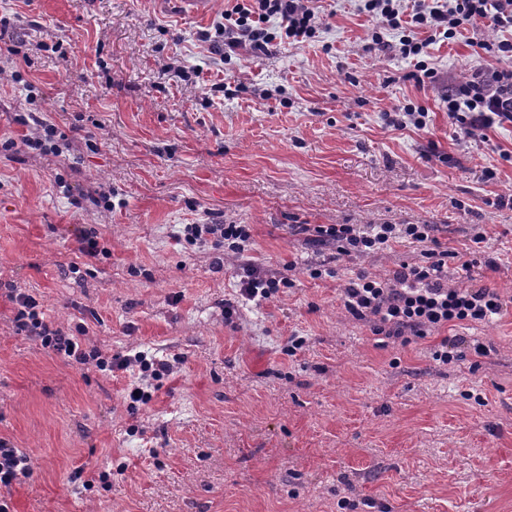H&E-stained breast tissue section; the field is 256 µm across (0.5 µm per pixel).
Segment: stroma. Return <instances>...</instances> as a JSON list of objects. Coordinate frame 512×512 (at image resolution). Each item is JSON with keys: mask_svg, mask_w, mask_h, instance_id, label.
I'll return each instance as SVG.
<instances>
[{"mask_svg": "<svg viewBox=\"0 0 512 512\" xmlns=\"http://www.w3.org/2000/svg\"><path fill=\"white\" fill-rule=\"evenodd\" d=\"M212 2L195 17L180 0H0V143L16 142L0 152V439L31 459L13 512H512V124L457 136L439 83L414 80L397 32L373 45L360 0H319L315 41L257 60L208 40ZM496 36L512 31L465 26L426 62L439 82L501 67L481 47ZM408 103L425 129L389 126ZM30 112L55 125V152L25 146ZM187 224L250 239L236 254ZM314 224L432 225L449 286L508 304L383 344L341 290L420 261L422 244L346 256ZM478 233L497 266L461 270ZM254 271L291 285L246 300ZM15 289L87 348L144 349L170 375L129 409L140 368L17 332ZM292 336L307 340L293 358ZM446 336L468 344L444 363ZM80 468L110 477L77 495ZM184 231L187 236L195 239L203 236L212 235L216 237V241H224V248L233 252L240 253L243 248L240 241L245 242L250 238L247 225L244 224H189L186 225Z\"/></svg>", "mask_w": 512, "mask_h": 512, "instance_id": "35a3bbf8", "label": "stroma"}]
</instances>
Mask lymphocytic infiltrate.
Here are the masks:
<instances>
[{
    "label": "lymphocytic infiltrate",
    "mask_w": 512,
    "mask_h": 512,
    "mask_svg": "<svg viewBox=\"0 0 512 512\" xmlns=\"http://www.w3.org/2000/svg\"><path fill=\"white\" fill-rule=\"evenodd\" d=\"M311 0H233L224 9V21L215 31L225 47H249L254 55L267 54L275 40L304 44L315 40L323 23L310 5ZM363 9L375 20L372 35L383 44V33L400 31L399 52L416 61L420 79L436 82L437 74L428 68L422 56L429 46V34L445 39L456 37L463 25L487 22L494 29L512 27V0H444L432 5L428 0H413L404 9L403 0H363ZM281 21L271 27V18ZM427 38H418V31ZM488 51L506 65L491 71L475 70L465 81L447 85L443 100L448 116L460 133L474 135L494 123H512V42L501 40L488 44ZM319 237L335 241L341 254H369L382 251L397 239L417 243L430 239L427 224H323L314 228ZM19 307L15 322L18 331L33 334L41 344L65 358L84 364L96 360L100 369H124L139 362L154 379H162L169 366L148 359L144 353L134 357L117 356L113 360L95 358L84 350L78 337L49 327L37 312L35 299L19 293L14 297ZM344 308L354 318L369 322L373 335L406 346L426 338L451 322L487 321L499 315L503 298L483 287L452 288L448 285L445 253L428 250L421 263L406 264L386 279L359 273L341 291Z\"/></svg>",
    "instance_id": "f902f5d3"
}]
</instances>
